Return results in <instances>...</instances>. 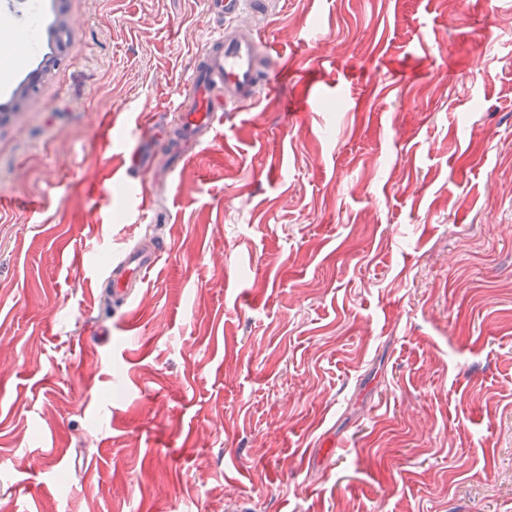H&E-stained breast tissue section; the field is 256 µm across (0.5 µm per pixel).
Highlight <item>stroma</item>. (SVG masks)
Here are the masks:
<instances>
[{
  "label": "stroma",
  "instance_id": "obj_1",
  "mask_svg": "<svg viewBox=\"0 0 512 512\" xmlns=\"http://www.w3.org/2000/svg\"><path fill=\"white\" fill-rule=\"evenodd\" d=\"M42 3L34 98L0 59V512H512V0H282L255 106L145 177L204 0ZM158 139L160 144H157L152 137H145L139 141L132 155L131 163L133 167L142 169L145 173L147 171L150 172L154 168L159 154V147L165 144L162 133H160ZM164 247L159 245L151 251L125 250L118 261L101 277L104 290H108L114 303L127 307L134 292L144 283L146 276L156 266Z\"/></svg>",
  "mask_w": 512,
  "mask_h": 512
}]
</instances>
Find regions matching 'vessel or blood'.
<instances>
[{
    "instance_id": "b4317fda",
    "label": "vessel or blood",
    "mask_w": 512,
    "mask_h": 512,
    "mask_svg": "<svg viewBox=\"0 0 512 512\" xmlns=\"http://www.w3.org/2000/svg\"><path fill=\"white\" fill-rule=\"evenodd\" d=\"M216 23L196 55L192 76L173 101L170 110L175 128L186 142H210L224 113L253 106L263 90L274 61L273 47L264 34L263 22L274 7L269 0H205ZM41 4L27 0L18 26L27 37L25 52L36 59L41 51ZM159 146L142 138L133 155V167L153 169ZM161 248L125 250L104 276L114 302L128 306L137 287L156 266Z\"/></svg>"
}]
</instances>
